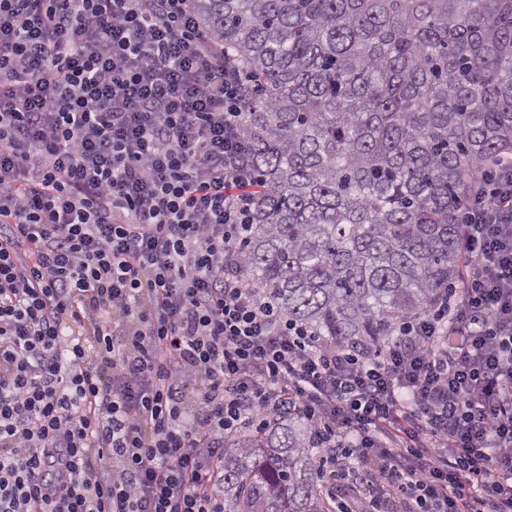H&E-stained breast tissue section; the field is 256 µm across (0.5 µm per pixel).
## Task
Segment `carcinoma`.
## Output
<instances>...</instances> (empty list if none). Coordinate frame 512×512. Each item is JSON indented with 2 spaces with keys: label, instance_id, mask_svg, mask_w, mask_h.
Returning a JSON list of instances; mask_svg holds the SVG:
<instances>
[{
  "label": "carcinoma",
  "instance_id": "cac0c4a2",
  "mask_svg": "<svg viewBox=\"0 0 512 512\" xmlns=\"http://www.w3.org/2000/svg\"><path fill=\"white\" fill-rule=\"evenodd\" d=\"M247 78L251 281L373 354L463 279L472 182L512 150V0H194ZM224 512H335L299 419L224 445Z\"/></svg>",
  "mask_w": 512,
  "mask_h": 512
}]
</instances>
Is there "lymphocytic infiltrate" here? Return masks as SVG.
Instances as JSON below:
<instances>
[{
    "instance_id": "f902f5d3",
    "label": "lymphocytic infiltrate",
    "mask_w": 512,
    "mask_h": 512,
    "mask_svg": "<svg viewBox=\"0 0 512 512\" xmlns=\"http://www.w3.org/2000/svg\"><path fill=\"white\" fill-rule=\"evenodd\" d=\"M243 91L192 0H0V512H224L269 416L338 512H512V151L462 288L365 356L247 275Z\"/></svg>"
}]
</instances>
